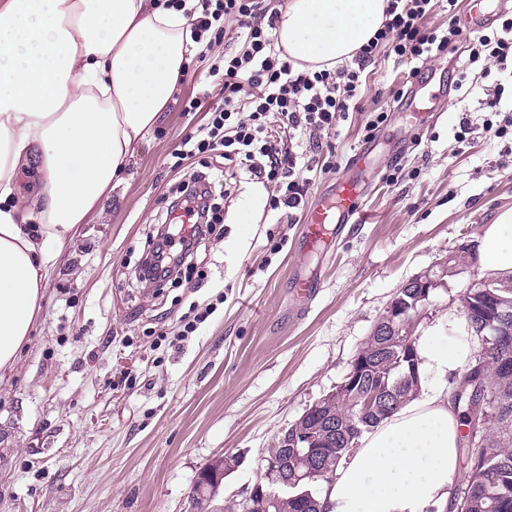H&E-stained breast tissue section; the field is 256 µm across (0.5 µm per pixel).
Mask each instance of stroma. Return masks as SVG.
<instances>
[{"label":"stroma","mask_w":512,"mask_h":512,"mask_svg":"<svg viewBox=\"0 0 512 512\" xmlns=\"http://www.w3.org/2000/svg\"><path fill=\"white\" fill-rule=\"evenodd\" d=\"M223 59L219 43L192 61L119 200L80 225L45 283L30 346L0 380V512H191L198 473L220 455L239 460L220 498L244 496L269 449L343 381L397 291L458 251L457 274L431 290L420 322L460 308L480 229L512 208V66L464 54L454 66L428 61L423 77L444 92L440 118L416 129L392 114L368 143L370 111L407 81V68L381 54L358 111L337 130L295 137L321 143L335 164L309 173V207L355 151L372 149L383 174L363 195L365 223L347 225L329 253L304 254L301 225L268 209L273 185L216 181L223 222L194 267L145 287L139 267L153 226L194 171L175 154L220 102L208 68ZM497 92V111L487 110ZM191 95L200 111H184ZM394 153L401 173L390 183ZM315 268L322 288L307 303L290 281ZM210 303L198 331L175 341L181 317Z\"/></svg>","instance_id":"stroma-1"}]
</instances>
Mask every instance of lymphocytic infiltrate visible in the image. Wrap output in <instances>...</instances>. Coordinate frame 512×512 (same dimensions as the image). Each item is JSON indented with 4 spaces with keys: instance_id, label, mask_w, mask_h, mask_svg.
<instances>
[{
    "instance_id": "1",
    "label": "lymphocytic infiltrate",
    "mask_w": 512,
    "mask_h": 512,
    "mask_svg": "<svg viewBox=\"0 0 512 512\" xmlns=\"http://www.w3.org/2000/svg\"><path fill=\"white\" fill-rule=\"evenodd\" d=\"M201 10L191 21L195 43L224 39L241 49L224 56L223 70L211 75L224 90V102L210 112L206 126L187 134L179 160L214 153L243 174L274 184L269 207L296 218L304 206L307 183L300 169H313L317 159L299 163L291 142L296 131H330L349 114L366 84L365 70L379 49H388L409 76L422 63L447 54L462 35L455 24L429 28L424 19L434 0H388L385 20L351 64L310 71L284 58L276 36L278 15L262 9L260 0H199ZM234 28H226V21ZM212 179L196 173L182 183L168 206V222L156 225L152 249L142 272L168 279L190 266L199 242L221 223L211 201Z\"/></svg>"
}]
</instances>
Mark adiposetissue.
I'll return each instance as SVG.
<instances>
[{"instance_id":"ef3b65f1","label":"adipose tissue","mask_w":512,"mask_h":512,"mask_svg":"<svg viewBox=\"0 0 512 512\" xmlns=\"http://www.w3.org/2000/svg\"><path fill=\"white\" fill-rule=\"evenodd\" d=\"M387 0H286L278 44L299 68L336 66L366 45ZM198 46L164 0H0V372L30 341L41 285L80 224L102 214L160 122ZM39 174L26 206L20 175ZM484 270L512 273V209L478 237ZM418 389L362 433L323 483L320 512H452L462 423L450 389L474 363L466 319L427 325Z\"/></svg>"}]
</instances>
